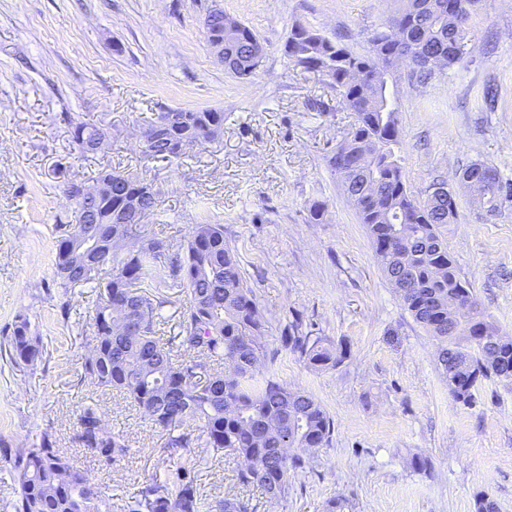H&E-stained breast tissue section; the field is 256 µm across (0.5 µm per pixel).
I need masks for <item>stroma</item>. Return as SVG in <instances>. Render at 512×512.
Instances as JSON below:
<instances>
[{
	"mask_svg": "<svg viewBox=\"0 0 512 512\" xmlns=\"http://www.w3.org/2000/svg\"><path fill=\"white\" fill-rule=\"evenodd\" d=\"M220 5L250 27L266 52L250 77L228 74L203 29ZM403 0H0V334L17 315L42 347L14 367L0 346V512L19 486L17 448L53 434L77 466L124 512L141 483L188 463L164 453L166 435L126 396L83 374L98 291L65 292L53 278L55 226L71 221L67 180L93 184L113 168L152 183L160 205L146 222L187 241L196 224H220L235 246L264 324L279 380L313 394L332 417L328 445L269 500L250 488L253 512H475L490 494L512 512V382H484L475 406L455 402L437 365L438 342L385 279L363 224L328 164L355 114L313 75L289 64L283 44L300 20L344 37L358 54ZM461 59L417 82L393 84L407 184L426 199L444 181L458 221L448 250L500 332L512 336V202L486 221L455 178L482 161L512 180V0H479ZM218 109L224 130L176 164L144 159L139 128L161 108ZM102 128L107 146L82 152L76 123ZM322 201V223L309 208ZM68 311H61V303ZM342 345L347 356L317 370L283 344L292 322ZM96 405L130 454L105 463L76 446L74 423ZM431 467L417 471L411 459ZM241 463L225 456L196 471L207 501L237 489Z\"/></svg>",
	"mask_w": 512,
	"mask_h": 512,
	"instance_id": "stroma-1",
	"label": "stroma"
}]
</instances>
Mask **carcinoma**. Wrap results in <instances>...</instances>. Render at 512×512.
<instances>
[{
    "mask_svg": "<svg viewBox=\"0 0 512 512\" xmlns=\"http://www.w3.org/2000/svg\"><path fill=\"white\" fill-rule=\"evenodd\" d=\"M477 0H407V7L387 29L371 32V50L354 53L341 38L331 39L302 23L292 25L283 46L285 58L317 75L336 91L357 119L349 138L329 163L339 178L360 223L364 224L381 270L399 293L414 320L439 341L438 361L448 392L464 405L477 403L482 382L512 369V337L502 336L479 302L476 313L448 306L450 298H472L448 252V225L456 223V198H427L410 191L397 154L398 110L388 83L402 59L416 78L426 80L434 69L451 66L463 52L467 22ZM237 35L224 44L227 70L250 76L264 50L246 25L229 22ZM224 127V113L215 109L182 111L169 128L150 135L142 154L173 162L186 150L214 139ZM106 133L77 124L72 139L89 151L93 139ZM463 175H484L480 209L485 220L496 218L512 199V183L498 171L474 162ZM99 180L112 192L86 198L84 183L68 182L65 193L74 204L76 223L57 225L54 277L69 290L96 283L93 333L86 339L83 372L99 388L131 399L145 418L167 432L163 450L174 454L199 444L201 461L216 463L224 453L242 460L238 481L258 487L277 501L288 490V477L304 471L307 455L329 443L334 422L310 393L283 385L272 369L273 359L261 341L264 326L257 303L235 249L224 240V225L196 224L186 243L146 232L143 224H117L113 217L126 201L138 199L152 214L159 205L153 185L118 171ZM92 239L104 259L92 270L77 250V241ZM110 267L107 279L100 272ZM184 293L180 331L175 346L159 334L161 312L170 304L161 289ZM10 359L32 366L41 355L39 341L20 315L4 336ZM288 349L316 369L336 368L346 350L322 336L290 325ZM195 425L197 435L180 431ZM75 443L106 463L126 457L129 444L110 433L97 408L88 406L77 418ZM20 492L12 512H111L94 491L86 472L74 465L43 434L15 453ZM127 512H252L249 498L232 495L211 504L200 494L194 468L179 466L146 480Z\"/></svg>",
    "mask_w": 512,
    "mask_h": 512,
    "instance_id": "1",
    "label": "carcinoma"
}]
</instances>
